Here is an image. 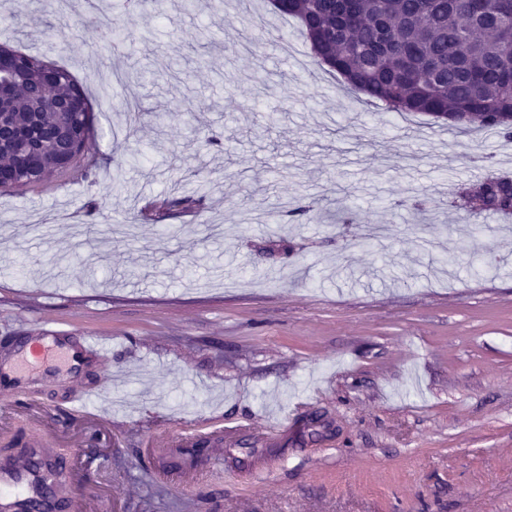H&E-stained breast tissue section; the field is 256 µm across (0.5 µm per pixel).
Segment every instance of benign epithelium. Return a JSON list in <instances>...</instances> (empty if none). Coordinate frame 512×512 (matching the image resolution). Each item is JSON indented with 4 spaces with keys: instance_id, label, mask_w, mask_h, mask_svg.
I'll return each mask as SVG.
<instances>
[{
    "instance_id": "7a95c632",
    "label": "benign epithelium",
    "mask_w": 512,
    "mask_h": 512,
    "mask_svg": "<svg viewBox=\"0 0 512 512\" xmlns=\"http://www.w3.org/2000/svg\"><path fill=\"white\" fill-rule=\"evenodd\" d=\"M60 82L54 67L47 64L34 67L30 57L11 49H0V156L12 157L11 163L0 164L1 186L17 182L22 170H46L45 155L32 146L36 141L53 144L52 167L63 169L71 165L73 144L65 132V123L69 113L86 111V102L76 89L56 98L54 108L58 121L52 128L45 126L42 103L52 96ZM23 83L27 88L25 112L28 119L19 125H7L4 113L13 111L16 90Z\"/></svg>"
}]
</instances>
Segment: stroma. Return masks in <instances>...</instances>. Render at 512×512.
Wrapping results in <instances>:
<instances>
[{
    "instance_id": "1",
    "label": "stroma",
    "mask_w": 512,
    "mask_h": 512,
    "mask_svg": "<svg viewBox=\"0 0 512 512\" xmlns=\"http://www.w3.org/2000/svg\"><path fill=\"white\" fill-rule=\"evenodd\" d=\"M269 8L0 0V46L66 67L94 114L84 163L0 188V357L46 321L112 344L0 394V442L75 458L76 512H512V214L470 235L454 205L512 175V141L367 103ZM168 197L195 204L143 220ZM110 375L112 427L73 415ZM202 412L224 429L199 450Z\"/></svg>"
}]
</instances>
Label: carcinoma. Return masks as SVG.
I'll use <instances>...</instances> for the list:
<instances>
[{"label":"carcinoma","instance_id":"1","mask_svg":"<svg viewBox=\"0 0 512 512\" xmlns=\"http://www.w3.org/2000/svg\"><path fill=\"white\" fill-rule=\"evenodd\" d=\"M474 0H282L278 16L297 20L314 57L351 88L394 112L467 113L456 129L512 140V0H482L505 26H463ZM429 14L423 26L412 23ZM77 150L89 143L93 115L74 116ZM471 218L512 213V177L492 175L461 195Z\"/></svg>","mask_w":512,"mask_h":512}]
</instances>
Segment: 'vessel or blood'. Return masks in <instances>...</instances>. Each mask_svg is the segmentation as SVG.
Listing matches in <instances>:
<instances>
[{
	"mask_svg": "<svg viewBox=\"0 0 512 512\" xmlns=\"http://www.w3.org/2000/svg\"><path fill=\"white\" fill-rule=\"evenodd\" d=\"M55 352L63 355L70 372L77 373L106 355L107 347L97 337L76 336L70 329L46 323L42 336L23 344L9 366H0V390L15 397L26 395L29 368ZM41 457V449L35 448L22 460L0 465V512H60L53 493L56 470L41 464Z\"/></svg>",
	"mask_w": 512,
	"mask_h": 512,
	"instance_id": "1",
	"label": "vessel or blood"
}]
</instances>
